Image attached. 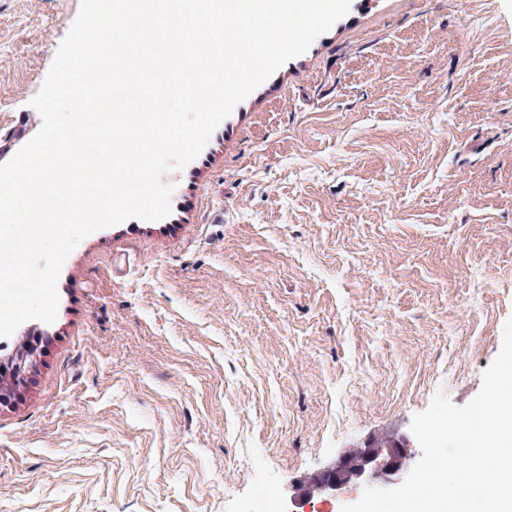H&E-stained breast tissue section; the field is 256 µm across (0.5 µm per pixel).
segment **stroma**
I'll return each mask as SVG.
<instances>
[{
    "instance_id": "stroma-1",
    "label": "stroma",
    "mask_w": 512,
    "mask_h": 512,
    "mask_svg": "<svg viewBox=\"0 0 512 512\" xmlns=\"http://www.w3.org/2000/svg\"><path fill=\"white\" fill-rule=\"evenodd\" d=\"M80 0H0V164ZM162 180L83 238L0 512H255L349 447L480 390L512 316V0H351Z\"/></svg>"
}]
</instances>
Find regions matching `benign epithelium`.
Segmentation results:
<instances>
[{
  "label": "benign epithelium",
  "mask_w": 512,
  "mask_h": 512,
  "mask_svg": "<svg viewBox=\"0 0 512 512\" xmlns=\"http://www.w3.org/2000/svg\"><path fill=\"white\" fill-rule=\"evenodd\" d=\"M37 351L16 361L14 383L26 385L38 368ZM411 439L381 434L363 446L345 449L334 462L311 473L293 486L294 498L310 501L334 497L348 485L390 489L401 485L411 472Z\"/></svg>",
  "instance_id": "7a95c632"
}]
</instances>
